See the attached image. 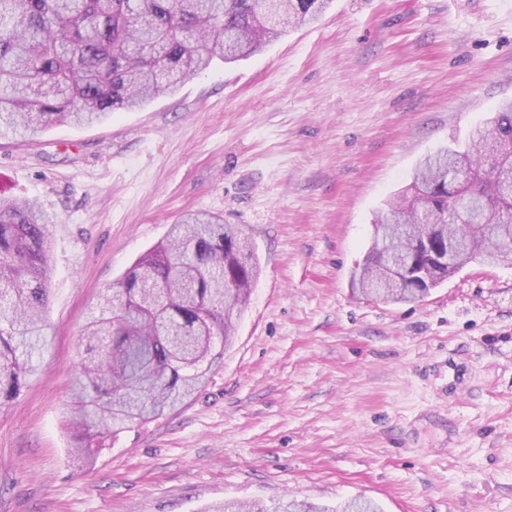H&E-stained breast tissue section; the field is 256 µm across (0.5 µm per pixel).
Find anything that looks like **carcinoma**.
I'll list each match as a JSON object with an SVG mask.
<instances>
[{"label":"carcinoma","instance_id":"carcinoma-1","mask_svg":"<svg viewBox=\"0 0 512 512\" xmlns=\"http://www.w3.org/2000/svg\"><path fill=\"white\" fill-rule=\"evenodd\" d=\"M330 0H0V134H36L57 124H89L177 90L184 76L215 57L233 63L262 51L288 28L314 23ZM512 102L463 146L424 160L403 196L376 216L394 224L389 247L422 259L423 239L441 248L462 238L474 258L492 246L512 260ZM53 217L31 200L0 203V411L19 396L46 326L48 238ZM371 242L353 282L380 277ZM259 275L243 233L206 213L171 225L164 241L110 288L84 327L68 407L71 454L88 463L94 449L126 429L177 408L206 382L233 342L236 323ZM448 266L408 280L394 303L427 296ZM208 512H379L351 498L330 509L296 498L270 505L224 501Z\"/></svg>","mask_w":512,"mask_h":512}]
</instances>
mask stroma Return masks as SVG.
I'll return each instance as SVG.
<instances>
[{
  "label": "stroma",
  "mask_w": 512,
  "mask_h": 512,
  "mask_svg": "<svg viewBox=\"0 0 512 512\" xmlns=\"http://www.w3.org/2000/svg\"><path fill=\"white\" fill-rule=\"evenodd\" d=\"M512 99V0H332L260 54L92 126L0 137V200L56 218L43 346L0 413V512H204L290 495L512 512V265L422 300L352 271L420 162ZM249 237L236 339L175 412L71 453L65 407L101 296L180 217Z\"/></svg>",
  "instance_id": "1"
}]
</instances>
